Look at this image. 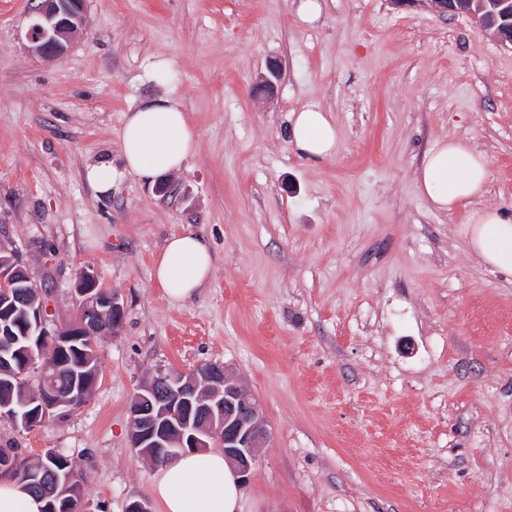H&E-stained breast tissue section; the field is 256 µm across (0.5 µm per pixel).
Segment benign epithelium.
Here are the masks:
<instances>
[{"label":"benign epithelium","instance_id":"7a95c632","mask_svg":"<svg viewBox=\"0 0 512 512\" xmlns=\"http://www.w3.org/2000/svg\"><path fill=\"white\" fill-rule=\"evenodd\" d=\"M431 2L440 13L466 14L494 28L498 40L512 46V22H506L512 17V0ZM34 14L27 36L33 51L45 56L63 53L73 33L85 23L83 0H40ZM28 286L40 300L35 332L43 338H54L58 344L72 336H96L108 321L114 325L122 322L124 307L119 296L99 290V279L90 269L81 272L75 288L82 303L81 315L64 327L51 326L44 291L32 283L30 271L20 260L12 256L0 264V292L7 300L26 301L28 293L24 288ZM32 403L38 408L23 418L25 430L39 426L42 417L47 419L61 410L75 408L74 402L59 400L48 391ZM129 413L131 448L151 461L206 450L218 437L224 459L246 481L261 450L269 444L259 401L222 365H214L206 375L198 368L189 373L158 372L154 379L138 387Z\"/></svg>","mask_w":512,"mask_h":512}]
</instances>
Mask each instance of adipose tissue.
I'll list each match as a JSON object with an SVG mask.
<instances>
[{"label": "adipose tissue", "instance_id": "1", "mask_svg": "<svg viewBox=\"0 0 512 512\" xmlns=\"http://www.w3.org/2000/svg\"><path fill=\"white\" fill-rule=\"evenodd\" d=\"M287 134L295 151L313 159L332 156L339 140L332 113L318 104L292 112ZM119 148L126 170L147 182L183 170L195 137L177 97L159 95L132 104ZM489 178L486 157L461 138L435 143L415 175L418 192L432 209L462 213L468 245L478 260L512 277V211L473 205L485 194ZM212 272L207 241L185 232L165 241L153 276L169 301L180 303L198 294ZM154 494L162 512H239L242 491L223 453L195 451L159 469Z\"/></svg>", "mask_w": 512, "mask_h": 512}]
</instances>
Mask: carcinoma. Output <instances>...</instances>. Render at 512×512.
I'll list each match as a JSON object with an SVG mask.
<instances>
[{
	"label": "carcinoma",
	"mask_w": 512,
	"mask_h": 512,
	"mask_svg": "<svg viewBox=\"0 0 512 512\" xmlns=\"http://www.w3.org/2000/svg\"><path fill=\"white\" fill-rule=\"evenodd\" d=\"M12 334L0 332V348L10 352L8 364L3 367L0 379L23 375L24 385L15 388L14 403L21 407L29 402L32 390H48L60 398H67L77 385L91 387L98 380L101 366L97 353L98 341L112 334V327L101 331L91 339L80 336L63 348H45V351L29 350L24 339L28 320L26 313L17 308L10 317ZM36 376H31V373ZM53 472H68L73 478L68 494L57 498L44 495L42 490L29 485V477ZM12 479L20 482L28 492L44 501L42 512H82V474L65 454L43 455L37 460L15 459Z\"/></svg>",
	"instance_id": "carcinoma-1"
}]
</instances>
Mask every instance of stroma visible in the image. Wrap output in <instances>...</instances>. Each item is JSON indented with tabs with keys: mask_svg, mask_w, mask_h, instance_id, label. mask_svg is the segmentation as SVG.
<instances>
[{
	"mask_svg": "<svg viewBox=\"0 0 512 512\" xmlns=\"http://www.w3.org/2000/svg\"><path fill=\"white\" fill-rule=\"evenodd\" d=\"M37 2L0 0V248L54 325L88 267L125 317L98 343L90 400L31 431L0 419V448L70 456L83 512H162L158 468L130 446L132 396L158 368L216 363L271 432L241 512H512V278L415 185L426 150L466 138L490 165L478 206L512 210V48L430 0H325L312 27L297 0H85V26L45 58L26 38ZM168 92L196 149L162 192L119 143L129 106ZM309 103L340 132L320 161L287 137ZM106 157L101 194L85 171ZM182 231L214 267L173 304L151 272Z\"/></svg>",
	"mask_w": 512,
	"mask_h": 512,
	"instance_id": "stroma-1",
	"label": "stroma"
}]
</instances>
